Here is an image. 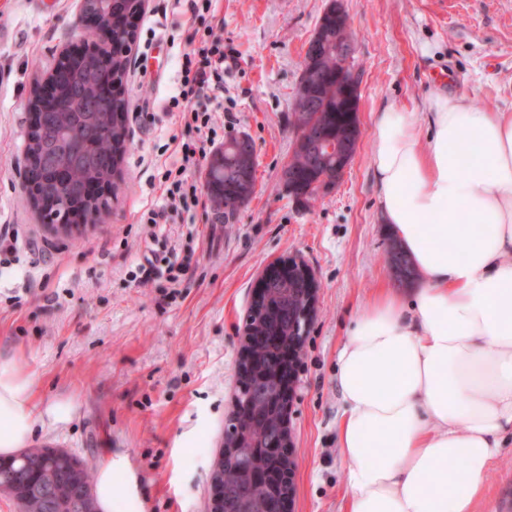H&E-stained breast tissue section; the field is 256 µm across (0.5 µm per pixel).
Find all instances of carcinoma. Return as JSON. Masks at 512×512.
<instances>
[{
    "instance_id": "obj_1",
    "label": "carcinoma",
    "mask_w": 512,
    "mask_h": 512,
    "mask_svg": "<svg viewBox=\"0 0 512 512\" xmlns=\"http://www.w3.org/2000/svg\"><path fill=\"white\" fill-rule=\"evenodd\" d=\"M351 34L336 27L326 28L323 43L317 56L304 54L301 73L310 75L313 103L319 110L318 124L313 129V141L358 138L360 128L354 125L349 112H342V102L336 89V48L343 47ZM66 89L73 100L67 112L47 115L40 128L37 151L43 165L36 174L41 192L48 195L72 196L76 187L92 176V171L83 162L82 155L98 158L99 164L120 163L130 141L128 128V105L122 103L112 110V119L104 113L85 110L84 93L91 86L107 79L105 73L91 59H81L65 68ZM226 155L233 162L224 169L210 172L208 193L215 191L235 192L243 172L256 169L255 146L245 149L237 137L224 141ZM294 176L295 196L306 202L314 201L318 192L313 184L325 177L332 184L341 179L336 172V159L324 150L315 147L296 152L290 158ZM251 196L224 204V210H216L217 218L228 224L237 212L246 206ZM387 264L398 281H403L399 268H404L412 277L415 271L401 245L390 240ZM272 308L257 332L255 354L260 364L247 387L254 388V395L238 399L234 420L247 432L240 448V455L231 460H220L224 475V512H274L270 507V495L259 496L258 487L266 490L282 486L285 474L276 462L275 452L269 448L268 440L275 433V416L279 409L281 385L288 383V352L293 343V327L300 322L306 309L304 280L288 282L279 279L277 287L269 289ZM74 457L73 453H68ZM42 449L35 455H18L9 460L0 459V475L6 472L19 473V485L10 493L22 512H59L61 503L74 504L80 500L79 491L84 486H93L92 468L81 458H76L79 468H54L41 462Z\"/></svg>"
}]
</instances>
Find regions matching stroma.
Listing matches in <instances>:
<instances>
[{
  "instance_id": "obj_1",
  "label": "stroma",
  "mask_w": 512,
  "mask_h": 512,
  "mask_svg": "<svg viewBox=\"0 0 512 512\" xmlns=\"http://www.w3.org/2000/svg\"><path fill=\"white\" fill-rule=\"evenodd\" d=\"M329 0H217L224 44L219 138L249 135L256 192L232 223L208 196L163 207L158 173L174 158L179 115L166 99L180 79L188 17L149 0L125 78L131 143L121 189L94 224L48 231L20 186L28 102L75 19L74 0H0V229L18 235L0 267V358L17 362L37 396L71 405L38 429L35 447L71 450L98 467L127 455L142 512H207L212 462L236 391L239 330L255 282L272 262L301 255L321 287L290 414L293 512H341L348 495L337 448L336 353L380 288L392 234L378 219L373 121L390 104L423 111L434 90L512 109V0H343L355 40L361 139L342 180L316 201L280 181L293 148L299 63ZM164 209L160 223L141 216ZM180 269L172 282L170 268ZM512 492V441L485 477L478 512Z\"/></svg>"
}]
</instances>
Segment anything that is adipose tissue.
I'll return each instance as SVG.
<instances>
[{
  "mask_svg": "<svg viewBox=\"0 0 512 512\" xmlns=\"http://www.w3.org/2000/svg\"><path fill=\"white\" fill-rule=\"evenodd\" d=\"M372 166L379 219L417 274L380 289L336 353L345 512H476L485 476L512 436V110L442 91L425 113H378ZM0 360V456L66 414ZM462 459L461 470L449 461ZM123 456L104 453L99 512H115Z\"/></svg>",
  "mask_w": 512,
  "mask_h": 512,
  "instance_id": "adipose-tissue-1",
  "label": "adipose tissue"
}]
</instances>
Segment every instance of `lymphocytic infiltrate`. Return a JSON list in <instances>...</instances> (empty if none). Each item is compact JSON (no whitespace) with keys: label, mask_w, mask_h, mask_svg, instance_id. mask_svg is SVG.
Masks as SVG:
<instances>
[{"label":"lymphocytic infiltrate","mask_w":512,"mask_h":512,"mask_svg":"<svg viewBox=\"0 0 512 512\" xmlns=\"http://www.w3.org/2000/svg\"><path fill=\"white\" fill-rule=\"evenodd\" d=\"M185 2L191 19L206 16L210 22L205 28L191 26L185 32L180 84L169 104L180 112L185 127L193 136L179 142L180 158L165 168L159 186L170 205L188 209L198 205L201 193L190 172L198 167L214 145L216 114L224 109V67L226 63L237 62L238 55L224 46V37L219 33L224 23L214 17L213 0ZM202 98L208 100V107H198L197 102Z\"/></svg>","instance_id":"f902f5d3"}]
</instances>
